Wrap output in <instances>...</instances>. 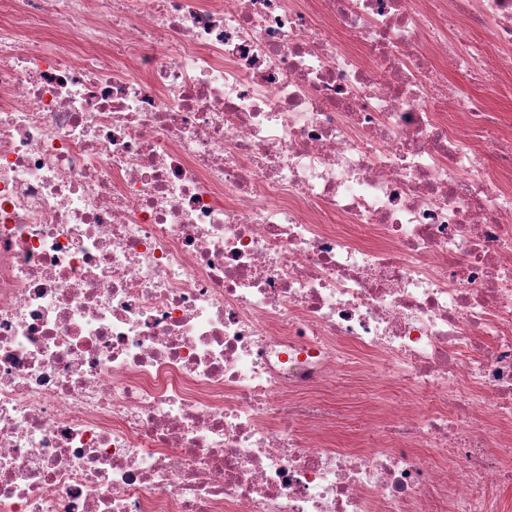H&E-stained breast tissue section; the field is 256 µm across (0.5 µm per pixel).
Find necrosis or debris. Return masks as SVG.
Instances as JSON below:
<instances>
[{
	"instance_id": "4bbe7bcc",
	"label": "necrosis or debris",
	"mask_w": 512,
	"mask_h": 512,
	"mask_svg": "<svg viewBox=\"0 0 512 512\" xmlns=\"http://www.w3.org/2000/svg\"><path fill=\"white\" fill-rule=\"evenodd\" d=\"M452 64L512 100V0H9L0 512H512V115ZM345 371L353 451L286 408Z\"/></svg>"
}]
</instances>
